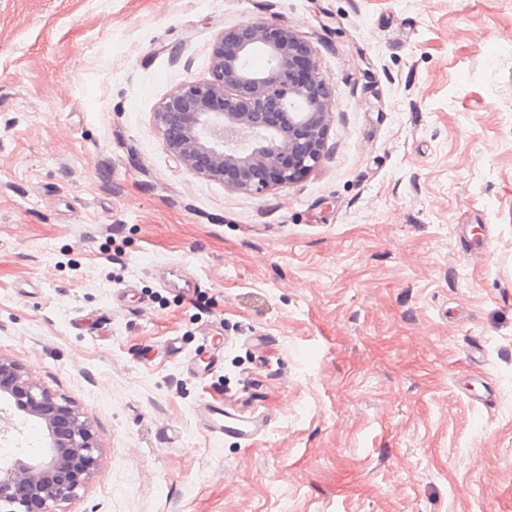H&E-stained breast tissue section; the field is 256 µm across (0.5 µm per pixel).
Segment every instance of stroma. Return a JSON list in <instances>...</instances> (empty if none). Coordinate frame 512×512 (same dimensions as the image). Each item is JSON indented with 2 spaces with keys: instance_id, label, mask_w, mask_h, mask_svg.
<instances>
[{
  "instance_id": "stroma-1",
  "label": "stroma",
  "mask_w": 512,
  "mask_h": 512,
  "mask_svg": "<svg viewBox=\"0 0 512 512\" xmlns=\"http://www.w3.org/2000/svg\"><path fill=\"white\" fill-rule=\"evenodd\" d=\"M245 22L336 87L323 163L261 194L155 121ZM0 357L94 435L66 512H512V0H0ZM207 398L269 425L216 440Z\"/></svg>"
}]
</instances>
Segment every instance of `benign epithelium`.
Here are the masks:
<instances>
[{
  "instance_id": "benign-epithelium-1",
  "label": "benign epithelium",
  "mask_w": 512,
  "mask_h": 512,
  "mask_svg": "<svg viewBox=\"0 0 512 512\" xmlns=\"http://www.w3.org/2000/svg\"><path fill=\"white\" fill-rule=\"evenodd\" d=\"M266 63L251 65L256 54ZM336 88L312 46L282 24L242 23L211 46V78L185 81L155 112L163 141L185 168L236 190L287 187L325 158ZM0 395L42 420L50 442L42 459L0 462V512H64L94 473L97 444L78 408L39 387L0 357Z\"/></svg>"
}]
</instances>
